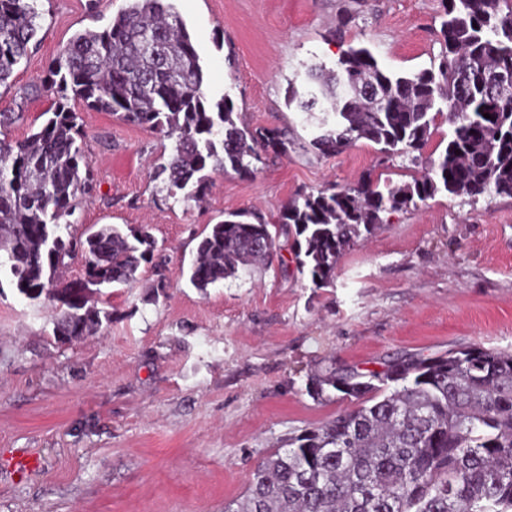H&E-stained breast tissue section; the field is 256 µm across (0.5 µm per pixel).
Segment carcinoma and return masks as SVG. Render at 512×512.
Returning <instances> with one entry per match:
<instances>
[{"label":"carcinoma","instance_id":"carcinoma-1","mask_svg":"<svg viewBox=\"0 0 512 512\" xmlns=\"http://www.w3.org/2000/svg\"><path fill=\"white\" fill-rule=\"evenodd\" d=\"M442 4L437 68L395 75L350 45L335 67L311 69L310 85L289 101L323 113L310 143L322 155L364 140L385 161L414 164L439 116L452 126L444 152L408 183L303 191L273 225L256 213L228 214L198 243L189 267L195 288L270 267L288 246L320 288L389 213L440 192L472 202L512 197V90L490 87L494 75L512 73V0ZM38 18L37 0H0V87L11 86L27 57ZM34 91L53 95V105L26 137L8 133L23 111L0 112V274L25 298L53 303L60 341L112 322L94 294L135 281L157 251L147 224L127 233L104 224L84 238L70 231L68 217L92 197L98 173L69 100L173 140L154 176H165L167 197L185 203L204 193L207 168L247 177L261 154L290 144L285 130L239 127L225 96L208 104L201 58L170 0H127L103 30L75 34ZM77 253L83 276L56 277ZM309 391L319 399L334 391L356 406L289 437L252 471L238 509L225 512H512V353L405 354L367 375L327 367L312 372Z\"/></svg>","mask_w":512,"mask_h":512}]
</instances>
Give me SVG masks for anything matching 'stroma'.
<instances>
[{"label":"stroma","mask_w":512,"mask_h":512,"mask_svg":"<svg viewBox=\"0 0 512 512\" xmlns=\"http://www.w3.org/2000/svg\"><path fill=\"white\" fill-rule=\"evenodd\" d=\"M200 55L211 100L229 97L253 129L287 127L295 143L252 177L212 173L197 202L167 198L153 165L172 142L75 103L100 187L73 216L74 234L150 225L159 267L105 289L111 323L58 344L52 308L0 279V512H224L242 500L259 460L291 435L350 409L313 398L314 369L381 371L403 354L480 346L512 353V198L476 203L444 193L389 215L340 258L332 286L284 264L201 292L187 279L196 246L225 214L276 221L304 190L365 179L403 184L420 166L378 161L361 141L340 155L303 151L318 118L286 106L312 66L368 46L380 67H437L441 0H173ZM127 0H42L29 54L0 92L23 109L11 131L40 126L50 98L20 99L79 31L104 28ZM168 286L155 294L158 278ZM38 465L13 473L14 456Z\"/></svg>","instance_id":"stroma-1"}]
</instances>
